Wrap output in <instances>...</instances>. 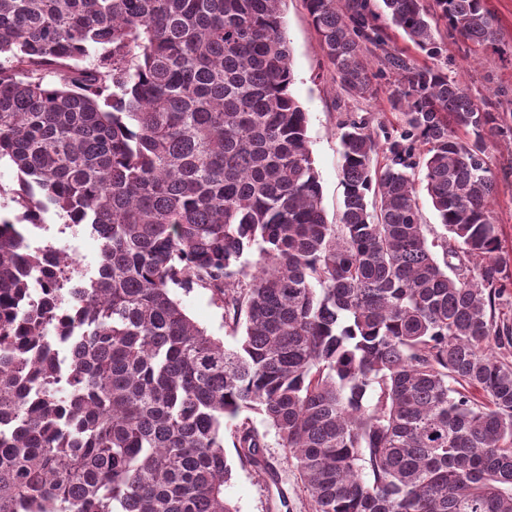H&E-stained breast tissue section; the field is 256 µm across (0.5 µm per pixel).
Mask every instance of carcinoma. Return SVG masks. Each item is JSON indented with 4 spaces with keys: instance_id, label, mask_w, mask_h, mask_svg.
Masks as SVG:
<instances>
[{
    "instance_id": "obj_1",
    "label": "carcinoma",
    "mask_w": 512,
    "mask_h": 512,
    "mask_svg": "<svg viewBox=\"0 0 512 512\" xmlns=\"http://www.w3.org/2000/svg\"><path fill=\"white\" fill-rule=\"evenodd\" d=\"M282 2L0 0V161L21 207L0 220V512H237L224 421L263 468L253 413L314 512H512L487 143L506 118L437 64L441 30L476 47L499 31L485 0H305L338 87L371 98L388 77L400 115L341 121L332 224ZM49 211L101 241L69 288L60 250L28 239ZM194 288L235 345L187 315L176 290ZM423 172L420 169H417L415 175V183L416 189L418 192V197L420 201L421 211H422V219L423 224H427L428 236L430 239L433 237H440L445 232L441 224H438L435 212L431 207V204L428 200L426 191L424 189L425 183L423 180Z\"/></svg>"
}]
</instances>
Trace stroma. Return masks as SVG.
Instances as JSON below:
<instances>
[{"label": "stroma", "instance_id": "1", "mask_svg": "<svg viewBox=\"0 0 512 512\" xmlns=\"http://www.w3.org/2000/svg\"><path fill=\"white\" fill-rule=\"evenodd\" d=\"M486 7L505 46L504 53L479 49L460 41L448 43V72L466 84L473 97L512 111V0H486ZM284 21L290 47L294 83L293 95L308 115L307 135L322 187V206L328 221H335L343 200L338 126L349 115L369 116L386 125L397 124L399 115L387 101V80H379L375 97L361 99L341 91L326 68L319 37L311 23L304 0H286ZM490 163L497 176V192L492 215L500 227L505 256L512 262V133L492 137ZM45 229L29 232L32 245L52 240L55 246L73 248L69 233L60 232V219L54 213L44 216ZM82 245L75 259L83 268L95 269L100 243L88 232H81ZM186 313L213 336L233 345L224 328V311L208 293L199 289L179 292ZM265 433L263 450L269 468L256 474L241 465L232 436H225L224 451L232 476L224 486V497L237 512H313L312 498L302 487L294 462L265 423H258Z\"/></svg>", "mask_w": 512, "mask_h": 512}]
</instances>
